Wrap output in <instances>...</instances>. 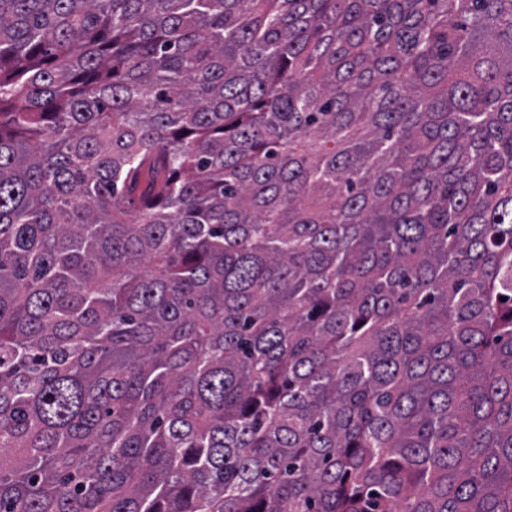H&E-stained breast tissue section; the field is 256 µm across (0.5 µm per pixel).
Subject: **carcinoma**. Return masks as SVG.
<instances>
[{
	"mask_svg": "<svg viewBox=\"0 0 512 512\" xmlns=\"http://www.w3.org/2000/svg\"><path fill=\"white\" fill-rule=\"evenodd\" d=\"M0 512H512V0H0Z\"/></svg>",
	"mask_w": 512,
	"mask_h": 512,
	"instance_id": "carcinoma-1",
	"label": "carcinoma"
}]
</instances>
